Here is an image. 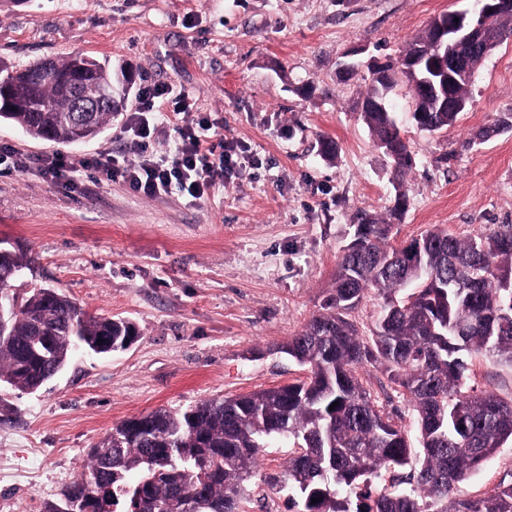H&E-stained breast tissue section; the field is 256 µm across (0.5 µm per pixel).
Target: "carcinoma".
<instances>
[{
	"mask_svg": "<svg viewBox=\"0 0 512 512\" xmlns=\"http://www.w3.org/2000/svg\"><path fill=\"white\" fill-rule=\"evenodd\" d=\"M432 47L426 30L403 57ZM386 80L370 77L360 117L374 146L392 160L395 204L386 219H360L359 247L343 251L322 312L282 347L309 377L127 418L91 450L90 478L72 482L63 498L91 512H189L195 504L199 512H245L244 482L260 449L281 442L294 455L269 481L288 490V501L302 503L300 512H512V480L480 498L458 495L512 441V401L466 383L474 354L512 364V319L502 316L512 311V289L501 287L503 277H512V224L466 239L428 230L411 239L420 246L415 260L390 243L414 158L392 115L396 89L411 80ZM0 84L14 95V109L0 112V120L64 146L95 137L129 96L114 89L110 61L82 54L34 62L0 76ZM73 84L89 101L107 95L83 126L69 120ZM384 93L388 111L378 112L371 105ZM458 116L412 113L416 127L431 134ZM25 268L22 256H1L0 291L14 286ZM371 288L384 302L372 335L361 336L349 315ZM15 298L18 312L0 325V383L20 392L39 389L79 354L74 329L89 343L137 336L133 323L93 315L54 288ZM46 338L52 351L42 358L36 352ZM367 363L382 365L387 383L414 407L418 452L359 377ZM392 469L395 482L379 486L381 472Z\"/></svg>",
	"mask_w": 512,
	"mask_h": 512,
	"instance_id": "1",
	"label": "carcinoma"
}]
</instances>
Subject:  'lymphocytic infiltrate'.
Returning <instances> with one entry per match:
<instances>
[{"mask_svg": "<svg viewBox=\"0 0 512 512\" xmlns=\"http://www.w3.org/2000/svg\"><path fill=\"white\" fill-rule=\"evenodd\" d=\"M191 107L188 93H176L160 84L144 86L137 109L126 126L141 150L138 160L107 152L91 160V167L108 179H122L135 193L148 198L159 197L175 187L192 199H202L235 170L237 144L210 143L201 134L208 126L202 120L197 126L182 127L179 142L167 156L158 158L147 151L156 127Z\"/></svg>", "mask_w": 512, "mask_h": 512, "instance_id": "1", "label": "lymphocytic infiltrate"}]
</instances>
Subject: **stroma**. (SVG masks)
<instances>
[{"mask_svg": "<svg viewBox=\"0 0 512 512\" xmlns=\"http://www.w3.org/2000/svg\"><path fill=\"white\" fill-rule=\"evenodd\" d=\"M472 0H27L0 5V67L84 54L109 59L134 87L188 92L191 112L149 142L162 155L182 125L202 118L212 140L239 146L231 178L200 200L179 189L155 199L84 165L101 153L134 159L129 98L102 133L76 146L28 137L0 121V148L31 166L0 171V246L31 257L16 286L57 288L83 308L133 322L125 351L76 355L39 390L0 386V512H39L72 481L88 478V452L113 425L163 408L246 394L306 379L280 347L322 310L336 263L361 215L394 204L392 164L361 119L373 64L395 60L433 18ZM360 70L342 81L347 55ZM396 119L415 164L403 182L399 246L428 229L459 237L512 224V132L464 140L512 113V40L480 61L467 107L430 134L411 119L406 89ZM337 145L333 162L319 142ZM61 154L72 184L44 178L38 159ZM381 409L412 428L415 411L360 368ZM468 384L512 399V366L475 354ZM290 450L262 449L248 481L247 512H288L272 489ZM512 476V442L464 483L483 496Z\"/></svg>", "mask_w": 512, "mask_h": 512, "instance_id": "1", "label": "stroma"}]
</instances>
